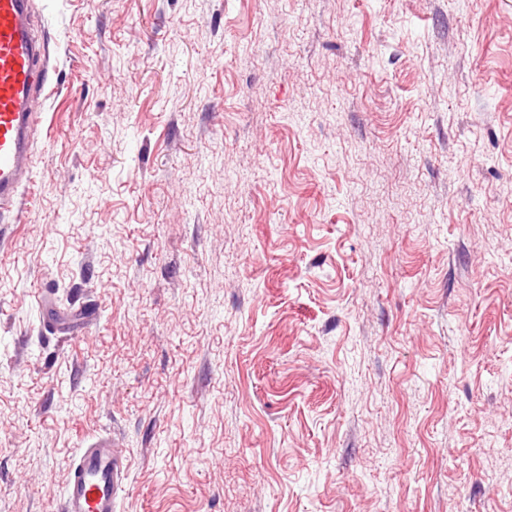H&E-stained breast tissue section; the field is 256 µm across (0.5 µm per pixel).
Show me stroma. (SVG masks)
I'll list each match as a JSON object with an SVG mask.
<instances>
[{"mask_svg": "<svg viewBox=\"0 0 512 512\" xmlns=\"http://www.w3.org/2000/svg\"><path fill=\"white\" fill-rule=\"evenodd\" d=\"M0 512H512V0H34ZM125 479L121 450L112 438L99 439L72 462L61 512H116Z\"/></svg>", "mask_w": 512, "mask_h": 512, "instance_id": "obj_1", "label": "stroma"}]
</instances>
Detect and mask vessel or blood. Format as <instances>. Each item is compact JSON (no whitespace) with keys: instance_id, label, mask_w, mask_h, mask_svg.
<instances>
[{"instance_id":"vessel-or-blood-1","label":"vessel or blood","mask_w":512,"mask_h":512,"mask_svg":"<svg viewBox=\"0 0 512 512\" xmlns=\"http://www.w3.org/2000/svg\"><path fill=\"white\" fill-rule=\"evenodd\" d=\"M51 71L49 44L33 25V0H0V217L18 213L30 180L38 122ZM123 455L111 438L82 449L70 466L61 512H117Z\"/></svg>"}]
</instances>
